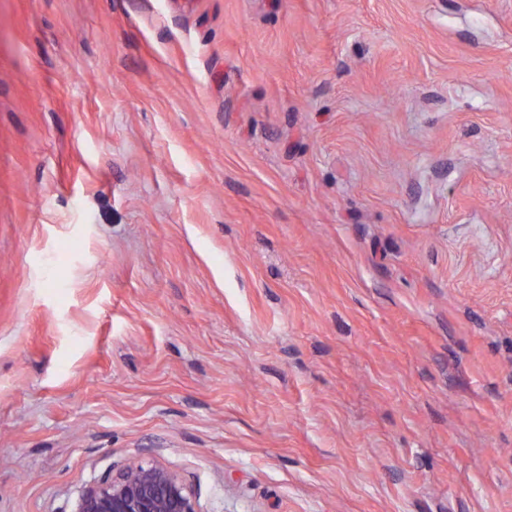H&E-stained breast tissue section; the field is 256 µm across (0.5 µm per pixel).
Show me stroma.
Wrapping results in <instances>:
<instances>
[{"label":"stroma","mask_w":512,"mask_h":512,"mask_svg":"<svg viewBox=\"0 0 512 512\" xmlns=\"http://www.w3.org/2000/svg\"><path fill=\"white\" fill-rule=\"evenodd\" d=\"M512 512V0H0V512ZM76 512H201L185 481L166 468L140 463L85 488Z\"/></svg>","instance_id":"1"}]
</instances>
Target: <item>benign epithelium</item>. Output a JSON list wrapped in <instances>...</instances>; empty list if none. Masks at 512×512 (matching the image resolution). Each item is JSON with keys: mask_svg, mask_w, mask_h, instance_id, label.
<instances>
[{"mask_svg": "<svg viewBox=\"0 0 512 512\" xmlns=\"http://www.w3.org/2000/svg\"><path fill=\"white\" fill-rule=\"evenodd\" d=\"M76 512H201L185 481L166 468L140 463L85 488Z\"/></svg>", "mask_w": 512, "mask_h": 512, "instance_id": "obj_1", "label": "benign epithelium"}]
</instances>
